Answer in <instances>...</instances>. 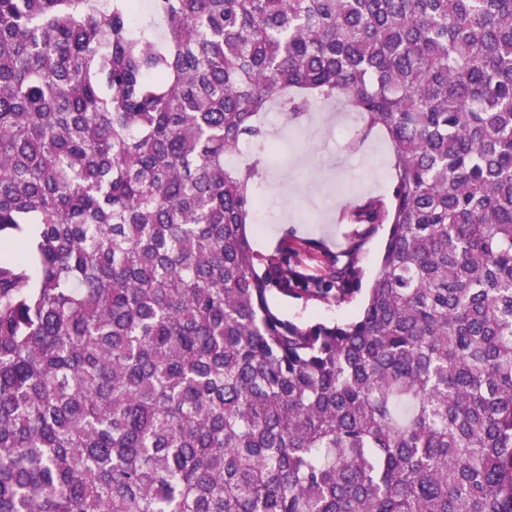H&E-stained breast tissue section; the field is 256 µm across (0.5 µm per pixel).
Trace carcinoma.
Instances as JSON below:
<instances>
[{"instance_id":"carcinoma-1","label":"carcinoma","mask_w":512,"mask_h":512,"mask_svg":"<svg viewBox=\"0 0 512 512\" xmlns=\"http://www.w3.org/2000/svg\"><path fill=\"white\" fill-rule=\"evenodd\" d=\"M336 99L366 289L246 233L262 115ZM2 237L0 512H512V0H0ZM386 229V224L381 226L376 234L364 241L359 252V262L365 273L364 285L373 278L378 269V259L385 244ZM271 305L289 319L309 320L313 318L334 319L349 314H354L360 306V297H357L350 305L341 308L328 307L319 303H305L302 300L287 298L275 294Z\"/></svg>"}]
</instances>
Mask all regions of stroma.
<instances>
[{"instance_id": "stroma-1", "label": "stroma", "mask_w": 512, "mask_h": 512, "mask_svg": "<svg viewBox=\"0 0 512 512\" xmlns=\"http://www.w3.org/2000/svg\"><path fill=\"white\" fill-rule=\"evenodd\" d=\"M274 140L292 143L289 156H275L261 185L277 213L272 224L247 227L252 247L277 253L284 238L309 240L327 253L347 260L361 225L351 223L349 208L359 199L388 194L392 184L391 148L379 131L363 134L358 113L339 103L320 104L299 119L282 114L267 120ZM271 304L285 317L334 319L357 310L274 295Z\"/></svg>"}]
</instances>
